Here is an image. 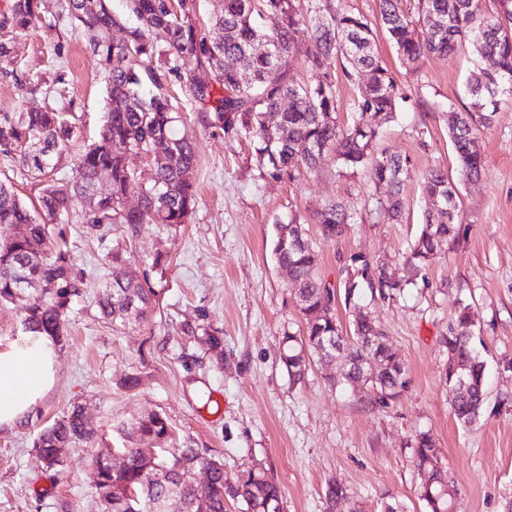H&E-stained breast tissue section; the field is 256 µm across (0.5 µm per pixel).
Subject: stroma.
<instances>
[{
    "mask_svg": "<svg viewBox=\"0 0 512 512\" xmlns=\"http://www.w3.org/2000/svg\"><path fill=\"white\" fill-rule=\"evenodd\" d=\"M12 45L18 75L0 73V112L72 105L79 119L71 148L81 152L94 141L106 107L88 33L62 16L60 0H43L39 20L13 34ZM376 45L408 97L374 144L375 152L410 161L406 207L396 223L377 210L369 170L339 176L330 155L317 170H300L294 182L263 180L249 143L209 125L190 91L204 72L194 59L181 61L183 124L199 156L190 222L153 226L134 239L116 225L65 227L91 287L104 283L107 254L116 248L134 277L149 278L159 304L146 321L121 326L101 316L93 296L74 301L57 345L53 389L23 427L0 432V512H104L92 488V461L107 449L137 445L132 422L150 411L167 416L177 446L222 457L228 479L249 466L267 469L282 487V512H380L385 501L423 512L411 449L419 432L430 433L442 452L458 489L457 512H506L512 505V103L479 135L485 170L460 188L456 240L442 246L416 286L361 304L405 363L401 395L383 404L373 391L331 386L318 365L296 383L280 363L282 333L299 330L302 319L294 285L271 257L275 220L305 225L320 255L319 275L333 287H340L353 253L385 262L399 278L433 207L420 173L456 170L448 126L467 103L465 82L475 72L470 46L409 66L384 31H377ZM329 202L356 215L333 240L323 238L315 219ZM159 251L170 258L162 271L150 267ZM461 300L471 305L489 374L484 413L468 428L452 413L442 344ZM212 329L224 337L215 349L206 340ZM130 375L140 377L137 389L124 388ZM75 404L97 438L67 448L61 472L45 469L33 441ZM331 479L351 493L332 510L324 494Z\"/></svg>",
    "mask_w": 512,
    "mask_h": 512,
    "instance_id": "35a3bbf8",
    "label": "stroma"
}]
</instances>
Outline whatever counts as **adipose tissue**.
<instances>
[{
  "label": "adipose tissue",
  "mask_w": 512,
  "mask_h": 512,
  "mask_svg": "<svg viewBox=\"0 0 512 512\" xmlns=\"http://www.w3.org/2000/svg\"><path fill=\"white\" fill-rule=\"evenodd\" d=\"M57 344L37 331H20L0 343V431L25 424L54 386Z\"/></svg>",
  "instance_id": "adipose-tissue-1"
}]
</instances>
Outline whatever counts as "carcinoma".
<instances>
[{"instance_id":"carcinoma-1","label":"carcinoma","mask_w":512,"mask_h":512,"mask_svg":"<svg viewBox=\"0 0 512 512\" xmlns=\"http://www.w3.org/2000/svg\"><path fill=\"white\" fill-rule=\"evenodd\" d=\"M497 3L496 14L486 15L480 0H417L413 12L402 9L400 0H378L379 23L402 61L448 56L463 43L473 49L477 72L468 85L469 103L455 113L448 131L457 177H448L440 167L422 174L423 192L441 209L425 213L406 254L410 277L404 281L357 253L349 258L342 289L331 288L316 275L319 254L303 225L294 220L274 224L272 255L277 268L296 284L303 322L299 332L282 335L281 362L291 380H301L318 363L336 367L339 377L354 387L371 388L383 403L406 387L405 364L385 345L381 327L363 312L344 333L336 299L356 309L365 289L373 298L394 296L416 283L441 243L457 236L459 184L479 178L485 166L477 133L490 129L502 101H512V0ZM41 5L42 0H12L8 11L0 13V29L27 30L39 20ZM126 7L137 24L116 41L112 28L121 21L108 0H62L67 18L90 33V50L108 100L96 140L75 159L74 179L58 182L50 174L68 155L76 113H0V148L7 152L26 146L23 165L43 185L39 206L31 208L10 180H0V224L12 228L0 240V302L19 306L25 329L63 336L72 302L86 293L83 271L66 244L55 241L63 238V232L52 230L58 220L95 227L120 224L133 237L154 224L189 223L197 203L199 157L193 139L181 130L170 90L172 79L181 78L179 61L184 58L195 59L211 74V81L192 84L208 122L250 143L262 178L291 182L298 166L313 170L332 153L346 173L370 168L380 208L393 220L401 217L408 161L395 154L374 155L373 143L406 97L375 52L371 20L330 0H307L305 5L301 0H223L203 36L193 0H126ZM311 13L318 18L307 52L310 81L301 85L289 68L298 41L307 34L305 16ZM336 58L345 61V76L360 87L345 124L337 115ZM243 72L251 74V82L242 83ZM129 153L145 156L148 169L130 168ZM103 183L104 191L99 189ZM131 195L138 198L134 208L125 205ZM317 219L326 239L342 236L355 223L354 213L336 203L317 211ZM23 279L39 287L30 290ZM157 298L154 289L127 275L123 254L112 251L108 285L96 295L101 315L114 322H143ZM443 344L453 414L460 424L471 425L486 404V365L472 343L470 307L462 301ZM135 427L142 441L164 455L155 458V470L146 468L144 448L118 449L123 462L117 468L107 456H97L94 489L104 512H154L155 503L168 493L173 496L168 512H226L228 503L241 505L242 512H280L281 487L265 469L249 467L229 482L224 460L199 448L170 447L173 431L164 414L141 415ZM97 433L77 404L39 435L34 448L45 467L56 470L64 448L92 442ZM412 450L415 467L424 476L418 499L425 512H455L458 491L448 481L433 437L417 434ZM198 469L209 473L202 486L194 480ZM350 497L347 486L327 482V502Z\"/></svg>"}]
</instances>
